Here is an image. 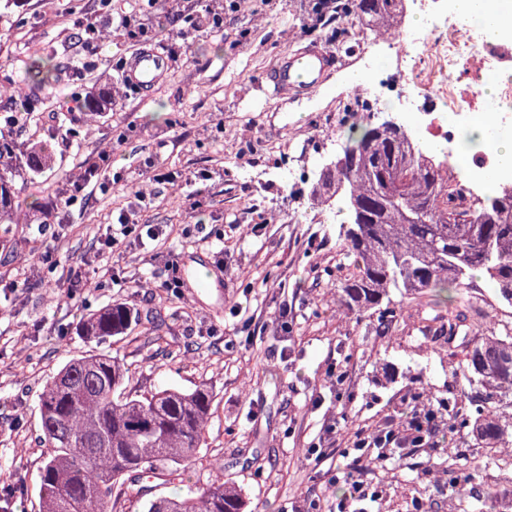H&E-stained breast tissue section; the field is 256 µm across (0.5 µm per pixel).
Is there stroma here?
Returning <instances> with one entry per match:
<instances>
[{
    "mask_svg": "<svg viewBox=\"0 0 512 512\" xmlns=\"http://www.w3.org/2000/svg\"><path fill=\"white\" fill-rule=\"evenodd\" d=\"M99 9V0H0V65L23 78L33 55L48 51L61 66L17 134L27 147L48 144L50 159L20 182L17 223L0 226L10 272L0 281V512H43L38 396L68 360L100 352L81 321L116 302L140 315L106 346L129 369L126 395L200 385L213 393L199 478L218 470L241 488L246 512L312 502L336 512L343 490L332 479L355 434L383 428L402 400L428 408L454 386L445 337L422 328L462 310L455 294L354 313L327 291L354 259L339 238L346 212L312 196L331 161L313 142L369 124L343 109L345 76L364 68L363 56L337 62L311 95L272 96L265 74L283 52L336 44L329 27L308 30L309 0H249L226 11L221 31L179 39L191 55H178L151 93H135L118 77L117 61L131 54L123 38L92 58L76 37L73 16L97 25ZM106 85L111 105L89 114L86 94ZM104 154L117 183L78 190L81 161ZM151 163L177 181H149ZM123 209L157 224L160 238L107 247ZM42 222L58 231L49 262L29 252ZM170 257L183 282L176 290L161 285ZM342 413L340 433L327 434ZM436 421L439 447L364 468L381 493L364 512H409L418 499L427 512H455L430 464L460 449L459 433L447 413ZM313 444L323 458L307 456Z\"/></svg>",
    "mask_w": 512,
    "mask_h": 512,
    "instance_id": "stroma-1",
    "label": "stroma"
}]
</instances>
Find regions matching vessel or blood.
I'll return each instance as SVG.
<instances>
[{"mask_svg": "<svg viewBox=\"0 0 512 512\" xmlns=\"http://www.w3.org/2000/svg\"><path fill=\"white\" fill-rule=\"evenodd\" d=\"M334 52L316 45H306L282 53L266 76L274 93H313L324 87L334 67ZM169 68L166 55L147 47L129 58L124 71L127 82L141 91H152Z\"/></svg>", "mask_w": 512, "mask_h": 512, "instance_id": "b4317fda", "label": "vessel or blood"}]
</instances>
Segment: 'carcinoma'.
<instances>
[{
  "label": "carcinoma",
  "mask_w": 512,
  "mask_h": 512,
  "mask_svg": "<svg viewBox=\"0 0 512 512\" xmlns=\"http://www.w3.org/2000/svg\"><path fill=\"white\" fill-rule=\"evenodd\" d=\"M402 13L403 0H347L341 35H348L353 19L371 30L394 29ZM60 71L52 54L36 56L29 89L18 91L21 102L0 108L3 121L32 112ZM47 159L46 148L27 151L8 126L0 128V224L16 221L15 183ZM314 195L324 203L339 199L351 218L342 229L355 271L332 286L349 310L386 312L396 295L448 292L478 276L512 306V192L496 190L479 213H468L449 189L447 160L418 148L408 132L352 126ZM137 321L133 309L114 303L89 317L82 330L105 343ZM460 347L448 350L459 357L454 377L463 383V396L477 403L465 446L483 449L484 467L462 464L461 452L431 467L477 484L494 467L512 469V460L495 456L496 449L512 446V333L493 323L481 336H463ZM127 372L117 356L82 357L68 362L39 394L44 512H117L121 502L143 498L144 482L152 478L185 489L175 498L147 501L146 512H245L242 491L221 477L186 483L205 445L212 392L163 388L129 397L123 392Z\"/></svg>",
  "instance_id": "obj_1"
}]
</instances>
